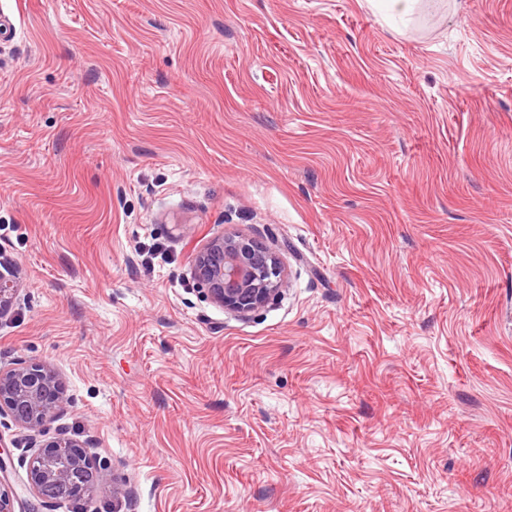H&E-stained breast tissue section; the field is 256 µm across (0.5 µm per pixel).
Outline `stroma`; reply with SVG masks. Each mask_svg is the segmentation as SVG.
Returning a JSON list of instances; mask_svg holds the SVG:
<instances>
[{
	"label": "stroma",
	"mask_w": 512,
	"mask_h": 512,
	"mask_svg": "<svg viewBox=\"0 0 512 512\" xmlns=\"http://www.w3.org/2000/svg\"><path fill=\"white\" fill-rule=\"evenodd\" d=\"M0 9V364L95 512H512V0ZM233 230L287 272L245 317ZM192 273L214 303L238 317L266 305L285 285L275 251L241 232L211 239L193 256ZM18 281L15 270L0 272V317L8 311L18 297ZM68 398L62 376L39 361L19 360L0 366V415L8 414L26 430L29 448L22 489L42 507L62 500H90L102 491L93 458L82 441L58 436L39 440L44 425L66 408Z\"/></svg>",
	"instance_id": "stroma-1"
}]
</instances>
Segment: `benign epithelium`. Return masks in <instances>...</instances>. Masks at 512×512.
<instances>
[{
    "label": "benign epithelium",
    "mask_w": 512,
    "mask_h": 512,
    "mask_svg": "<svg viewBox=\"0 0 512 512\" xmlns=\"http://www.w3.org/2000/svg\"><path fill=\"white\" fill-rule=\"evenodd\" d=\"M192 273L214 303L238 317L266 305L285 285L275 251L241 232L211 239L193 256ZM18 291L16 272L1 271L0 317L12 307ZM67 403L63 378L49 365L20 360L0 366V414L10 415L26 430L34 448L21 488L42 507L62 500H90L102 491L96 464L83 442L65 436L41 439L44 425L63 413ZM16 497L7 460L0 456V512H14Z\"/></svg>",
    "instance_id": "1"
}]
</instances>
